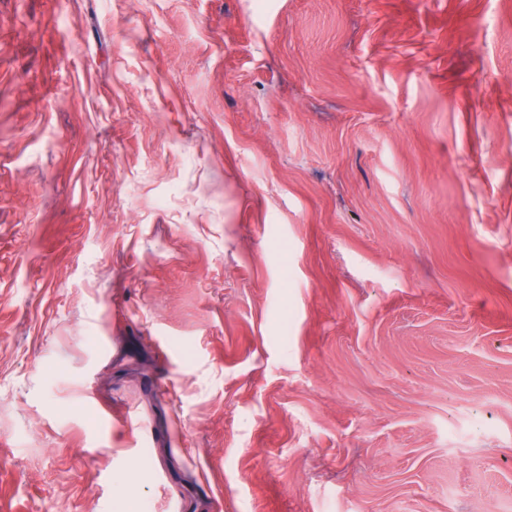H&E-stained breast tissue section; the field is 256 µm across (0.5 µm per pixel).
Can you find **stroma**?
I'll use <instances>...</instances> for the list:
<instances>
[{
	"mask_svg": "<svg viewBox=\"0 0 512 512\" xmlns=\"http://www.w3.org/2000/svg\"><path fill=\"white\" fill-rule=\"evenodd\" d=\"M512 512V0H0V512Z\"/></svg>",
	"mask_w": 512,
	"mask_h": 512,
	"instance_id": "35a3bbf8",
	"label": "stroma"
}]
</instances>
